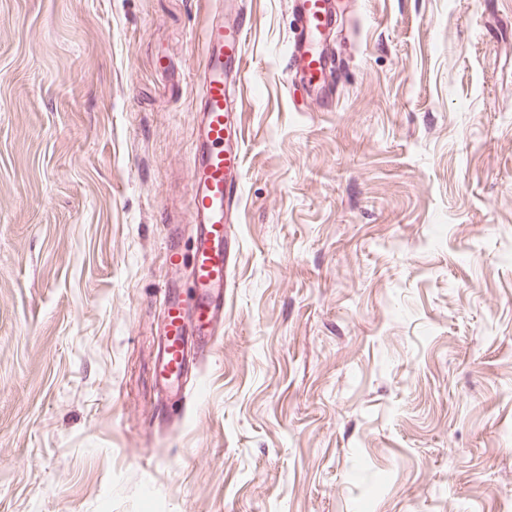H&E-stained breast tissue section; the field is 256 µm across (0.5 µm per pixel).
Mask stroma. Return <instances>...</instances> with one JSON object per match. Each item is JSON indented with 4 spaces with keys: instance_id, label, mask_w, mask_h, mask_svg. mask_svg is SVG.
I'll return each mask as SVG.
<instances>
[{
    "instance_id": "1",
    "label": "stroma",
    "mask_w": 512,
    "mask_h": 512,
    "mask_svg": "<svg viewBox=\"0 0 512 512\" xmlns=\"http://www.w3.org/2000/svg\"><path fill=\"white\" fill-rule=\"evenodd\" d=\"M213 2L0 0V512H512V0H341L327 112L247 0L234 286L161 421Z\"/></svg>"
}]
</instances>
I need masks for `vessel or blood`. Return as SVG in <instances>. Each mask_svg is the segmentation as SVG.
Listing matches in <instances>:
<instances>
[{
  "label": "vessel or blood",
  "mask_w": 512,
  "mask_h": 512,
  "mask_svg": "<svg viewBox=\"0 0 512 512\" xmlns=\"http://www.w3.org/2000/svg\"><path fill=\"white\" fill-rule=\"evenodd\" d=\"M233 17L215 8L203 29L199 69L198 145L190 171V213L196 226L192 278L196 304L186 310L175 291H168L164 346L157 379L166 394L179 392L188 367L187 344L214 342L224 320V291L231 286L234 254L231 219L240 204L243 176L242 133L237 114L243 107L238 91L247 70L245 46L252 26L246 0H233ZM296 27L289 39L285 70L314 92L315 104L331 94L333 57L326 39L336 24L334 0H288Z\"/></svg>",
  "instance_id": "b4317fda"
}]
</instances>
